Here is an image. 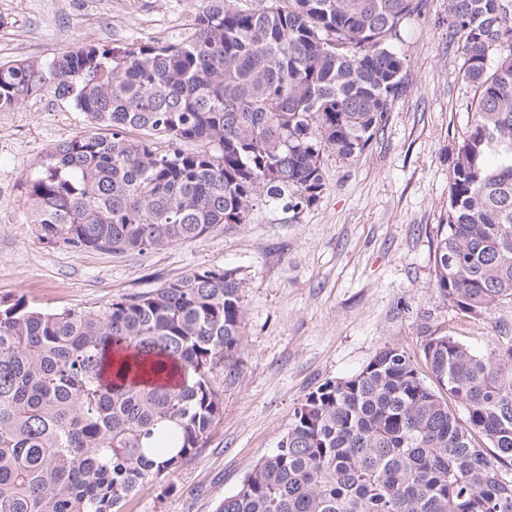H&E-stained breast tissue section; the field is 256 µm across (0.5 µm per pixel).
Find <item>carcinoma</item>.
Instances as JSON below:
<instances>
[{"mask_svg":"<svg viewBox=\"0 0 512 512\" xmlns=\"http://www.w3.org/2000/svg\"><path fill=\"white\" fill-rule=\"evenodd\" d=\"M426 0H207L178 40L0 64V110L50 93L87 129L27 182L44 236L112 254L298 214L334 150L359 158L405 89L393 40ZM512 0H448L476 112L449 157L435 288L465 317L512 302ZM162 139L166 149L154 146ZM203 142L188 152L183 146ZM244 279L202 267L98 309L0 304V512H122L223 415ZM386 347L327 381L215 512H512V345ZM465 412L459 420L449 407Z\"/></svg>","mask_w":512,"mask_h":512,"instance_id":"1","label":"carcinoma"}]
</instances>
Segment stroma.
Wrapping results in <instances>:
<instances>
[{"mask_svg": "<svg viewBox=\"0 0 512 512\" xmlns=\"http://www.w3.org/2000/svg\"><path fill=\"white\" fill-rule=\"evenodd\" d=\"M204 0H0V62L42 59L79 44L169 41ZM448 0H427L395 46L405 91L354 161L323 157L325 189L298 215L258 207L161 250L107 254L43 237L25 184L46 153L85 127L69 100L33 96L0 110V302L96 309L198 267L238 269L245 282L240 370L203 448L145 485L124 512H215L278 446L293 411L322 383L355 375L385 347L427 367V336L447 333L485 353L512 344V303L463 318L434 287V252L448 209V155L474 110Z\"/></svg>", "mask_w": 512, "mask_h": 512, "instance_id": "stroma-1", "label": "stroma"}]
</instances>
